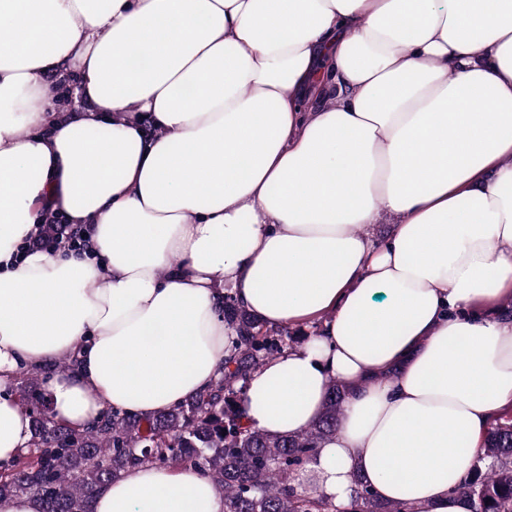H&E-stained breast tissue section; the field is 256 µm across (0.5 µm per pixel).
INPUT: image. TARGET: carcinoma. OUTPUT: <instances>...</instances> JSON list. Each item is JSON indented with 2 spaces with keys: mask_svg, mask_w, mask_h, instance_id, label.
<instances>
[{
  "mask_svg": "<svg viewBox=\"0 0 512 512\" xmlns=\"http://www.w3.org/2000/svg\"><path fill=\"white\" fill-rule=\"evenodd\" d=\"M224 322L235 332L218 380L182 404L147 417L109 410L89 427L57 422L44 384L74 361H56L17 379L21 407L31 419L29 448L0 465V500L34 494L42 512H93L102 484L128 466L151 463L194 467L224 493V512H336L314 487L295 484L317 448L336 437L344 389L333 380L320 418L294 435L270 438L250 428L239 407L250 374L301 343L289 328H269L224 291ZM451 491L466 494L474 512H512V411L496 417L472 475L448 477ZM344 512H419L409 502L380 499L368 481L353 475Z\"/></svg>",
  "mask_w": 512,
  "mask_h": 512,
  "instance_id": "carcinoma-1",
  "label": "carcinoma"
}]
</instances>
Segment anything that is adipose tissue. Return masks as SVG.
Here are the masks:
<instances>
[{
  "mask_svg": "<svg viewBox=\"0 0 512 512\" xmlns=\"http://www.w3.org/2000/svg\"><path fill=\"white\" fill-rule=\"evenodd\" d=\"M51 218L87 254L31 247ZM226 291L311 332L249 377L253 429L345 387L299 483L473 512L448 481L512 408V0H0V462L31 438L20 371L76 360L45 389L81 427L210 387ZM94 512L224 495L138 464Z\"/></svg>",
  "mask_w": 512,
  "mask_h": 512,
  "instance_id": "obj_1",
  "label": "adipose tissue"
}]
</instances>
